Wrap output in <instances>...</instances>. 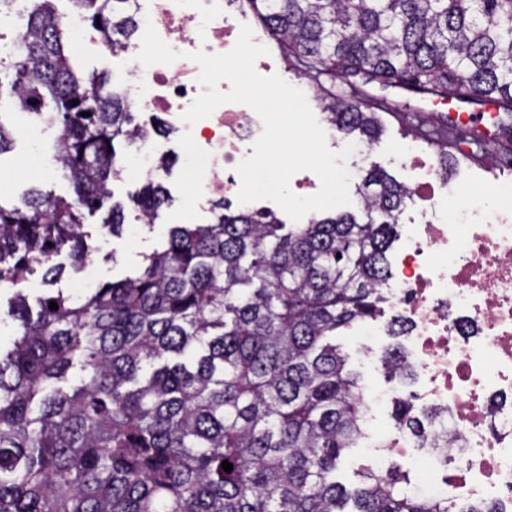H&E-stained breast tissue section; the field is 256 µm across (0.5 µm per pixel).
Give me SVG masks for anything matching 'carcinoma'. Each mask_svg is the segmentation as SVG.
Listing matches in <instances>:
<instances>
[{
	"label": "carcinoma",
	"instance_id": "1",
	"mask_svg": "<svg viewBox=\"0 0 512 512\" xmlns=\"http://www.w3.org/2000/svg\"><path fill=\"white\" fill-rule=\"evenodd\" d=\"M77 2L112 44L136 33L131 0ZM245 2L343 134L372 143L378 113L414 117L418 97L493 101V138L468 129L459 141L512 156V0ZM8 69L16 107L60 125L74 196L32 189L0 203V283L17 288L15 337L0 347V512H347L350 500L352 512H448L410 493L398 467L351 491L335 476L366 409L360 375L328 338L381 312L409 185L368 169L362 220L338 211L287 226L220 201L213 223L170 226L133 275L74 297L55 287L54 258L82 263L84 220L111 196L117 145L146 129L122 93H101L105 76L74 69L51 0H36ZM338 78L349 94H336ZM368 86L408 96L390 103ZM433 143L446 181L448 139ZM131 202L151 229L165 190L149 180ZM123 221L114 203L103 227ZM36 271L49 288L32 304L18 285ZM383 365L414 374L397 352ZM412 410L399 399L397 421L423 441L431 429Z\"/></svg>",
	"mask_w": 512,
	"mask_h": 512
}]
</instances>
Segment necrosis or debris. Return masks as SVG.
<instances>
[{"instance_id": "1", "label": "necrosis or debris", "mask_w": 512, "mask_h": 512, "mask_svg": "<svg viewBox=\"0 0 512 512\" xmlns=\"http://www.w3.org/2000/svg\"><path fill=\"white\" fill-rule=\"evenodd\" d=\"M137 2L140 18L150 19L181 57L146 67L136 60L140 42L116 47L128 64L129 109L166 115L177 133L191 132L208 152L203 203L237 195L236 167L253 153L260 117L239 103L223 104L190 127L181 115L202 91L190 53L229 52L238 29L215 0ZM408 156L416 174L412 196L422 207L385 299L410 327L405 359L419 381L414 397L438 413L435 435L425 443L432 477L414 478L409 488L447 502L448 512L463 504L512 512V217L435 221L442 178L426 168L417 148ZM442 436L447 446L436 445Z\"/></svg>"}]
</instances>
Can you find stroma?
Returning <instances> with one entry per match:
<instances>
[{
  "mask_svg": "<svg viewBox=\"0 0 512 512\" xmlns=\"http://www.w3.org/2000/svg\"><path fill=\"white\" fill-rule=\"evenodd\" d=\"M225 16L234 24L251 26L254 43L264 45L269 53L260 57L255 68L264 76L273 74L281 76L289 84L303 89L307 83L289 70L278 45L270 38L266 29L259 22L248 6L234 5L225 7ZM73 57L77 66L86 72L107 74L112 83L125 85L128 77L123 69L121 57L112 53L110 46H90L74 51ZM383 132L378 141L363 146L357 154L351 155L347 161L353 171H361L373 166H380L398 180L409 182L413 174L409 169V160L403 151L405 144H416L422 157L429 162L436 161L437 149L419 136L407 133L402 119L391 113L382 115ZM27 149L24 139H15L11 151L0 155V201L5 203L18 201L28 189L38 188L60 196H70L71 186L67 179L60 174L45 176L42 173L16 167L15 161ZM181 171L180 166H173L171 172L156 171L151 178L161 183L167 193V201L160 211V216L154 228L135 229L131 224H124L119 235L102 230L100 216L86 218L84 229L90 237L87 241L88 261L97 269L98 283H106L121 279L131 274L140 264L143 254L161 247L163 232L167 226L166 218L180 204V196L174 186V181ZM512 182V167L506 164L487 161L477 157L460 162L456 174L449 179L447 186L440 190L442 202L438 208L441 219H450L464 206V190L471 189L492 193L499 182ZM396 311L391 307H383L381 313L373 322L379 335L372 351L361 350L358 346V331L351 328L341 331L334 336L333 341L344 354L348 356V369L360 373L365 385L371 390H384L393 387L394 382L388 378L379 362V355L384 346L392 344L393 339L386 333L387 324Z\"/></svg>",
  "mask_w": 512,
  "mask_h": 512,
  "instance_id": "1",
  "label": "stroma"
}]
</instances>
